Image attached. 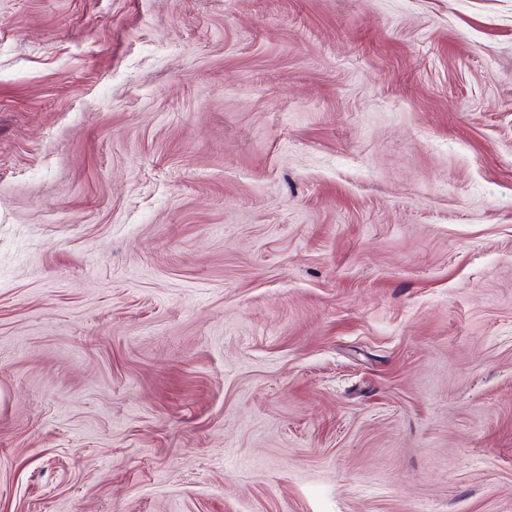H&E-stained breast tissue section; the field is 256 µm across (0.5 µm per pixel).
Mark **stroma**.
Instances as JSON below:
<instances>
[{
    "label": "stroma",
    "instance_id": "stroma-1",
    "mask_svg": "<svg viewBox=\"0 0 512 512\" xmlns=\"http://www.w3.org/2000/svg\"><path fill=\"white\" fill-rule=\"evenodd\" d=\"M0 512H512V0H0Z\"/></svg>",
    "mask_w": 512,
    "mask_h": 512
}]
</instances>
